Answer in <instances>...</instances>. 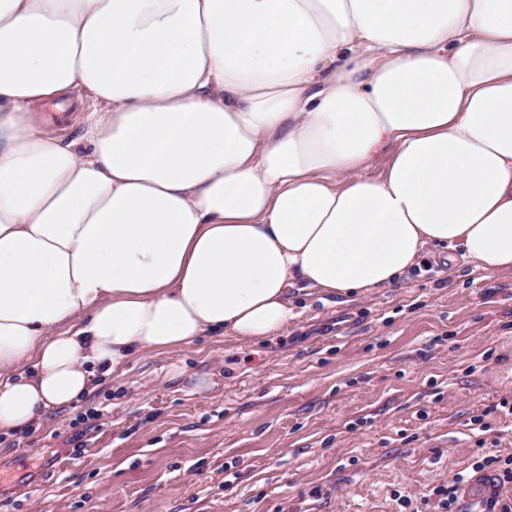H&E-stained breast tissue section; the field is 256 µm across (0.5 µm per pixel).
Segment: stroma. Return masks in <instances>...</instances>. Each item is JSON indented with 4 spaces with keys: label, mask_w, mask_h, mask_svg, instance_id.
I'll use <instances>...</instances> for the list:
<instances>
[{
    "label": "stroma",
    "mask_w": 512,
    "mask_h": 512,
    "mask_svg": "<svg viewBox=\"0 0 512 512\" xmlns=\"http://www.w3.org/2000/svg\"><path fill=\"white\" fill-rule=\"evenodd\" d=\"M295 303L285 335L141 354L0 436V512H443L438 487L512 466L511 273L429 251L392 287Z\"/></svg>",
    "instance_id": "obj_1"
}]
</instances>
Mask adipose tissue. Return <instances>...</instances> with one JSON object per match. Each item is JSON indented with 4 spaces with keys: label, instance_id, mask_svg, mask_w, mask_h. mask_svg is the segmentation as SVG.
<instances>
[{
    "label": "adipose tissue",
    "instance_id": "obj_1",
    "mask_svg": "<svg viewBox=\"0 0 512 512\" xmlns=\"http://www.w3.org/2000/svg\"><path fill=\"white\" fill-rule=\"evenodd\" d=\"M430 248L512 272V0H0V435Z\"/></svg>",
    "mask_w": 512,
    "mask_h": 512
}]
</instances>
